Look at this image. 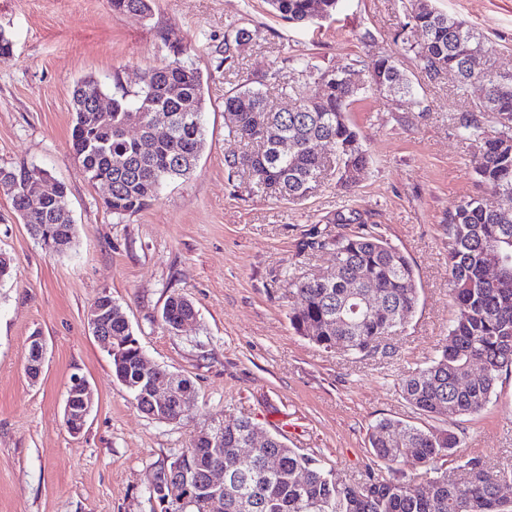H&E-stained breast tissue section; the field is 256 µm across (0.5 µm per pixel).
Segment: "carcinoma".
<instances>
[{
	"label": "carcinoma",
	"mask_w": 512,
	"mask_h": 512,
	"mask_svg": "<svg viewBox=\"0 0 512 512\" xmlns=\"http://www.w3.org/2000/svg\"><path fill=\"white\" fill-rule=\"evenodd\" d=\"M271 12L295 24L312 23L336 14L339 0H266ZM112 13L147 18L152 15L151 0H111ZM423 36L415 58L430 76L453 72L461 85L473 81L485 87L480 107L494 112L505 128L499 136H483L474 115L459 118L461 135L483 142L476 157L475 172L481 183L499 197L487 206L475 198L460 200L448 211L449 284L457 311L448 326V345L419 367L400 378L403 398L426 421L414 425L383 418L371 429L369 443L373 457L388 465L412 461L424 471L409 481L383 478L367 466L359 482L336 480L332 470L316 458L288 447L278 436L254 456L241 459L236 448L245 441L250 427L248 417L220 421L224 447L216 451L203 440H190L178 456H189L200 476L216 461L232 474L224 486V509L220 512H512L501 502L498 487L512 477V471L491 470L477 460L456 455L458 435L430 421L478 414L492 403L499 379L512 373V261L503 280L486 281L484 269L493 245L512 258V75L493 68L476 75L467 67L472 51L483 50L474 28L435 8L432 0H411L408 22ZM250 39L248 32L235 29L224 37V60L233 58ZM173 59L147 69L138 90L111 98L112 111L97 112L94 100L106 93L97 80L84 79L72 91L74 125L72 149L88 180L112 182V198L105 205L114 214L142 209L168 182L188 175L203 153L206 139L202 123L205 111L202 73L184 64L181 49L172 47ZM368 83L361 81V70L352 65L341 69H320L314 64L302 68L313 81L304 93L292 83H281L280 70L265 73L258 84L246 80L224 94V112L230 117L228 136L243 145L224 157L231 173L246 172L251 188L275 194L290 202L303 201L327 172L336 175L345 189L356 185L353 173L369 165L357 130L349 119L350 106L362 91L393 96L414 95L409 75L389 57L366 65ZM275 87L288 99L276 109L263 87ZM157 117L166 121L171 136L155 140L149 134L139 139L126 135V128H145ZM291 150L282 151V141ZM329 141L332 158L319 153L317 144ZM46 170L34 166L20 173L0 168V187L11 196L14 211L27 224L30 233L46 253L62 255L74 245L75 225L67 209V188L55 181L51 195L34 199L21 185L42 180ZM337 223L356 224L358 231L332 235L315 225L300 245L301 253L330 251L336 258V276L331 280L313 279L311 274L290 278L296 303L289 313L293 329L315 345L354 359H365L379 352L381 337L398 334L413 318L420 304V288L413 261L397 246L367 226L360 214L349 209L337 214ZM378 293L384 306L373 314L354 312L369 293ZM187 318H196L193 302L178 293L171 294L162 310V325L171 330ZM113 378L126 387L136 408L149 413L152 403L142 394L139 381L145 376L167 377L170 371L153 365L146 370L145 354L125 316L112 315ZM481 363L470 379L463 374ZM195 393L193 381L182 375L174 380V397L169 417L181 420L183 395ZM402 426L395 439L390 428ZM275 458L277 467L268 472L265 462ZM455 463L456 471L469 469L474 475L461 483L448 478L445 465ZM153 492L166 491L172 512H215L206 499L181 510L179 501L186 491L168 485L164 468L152 481Z\"/></svg>",
	"instance_id": "obj_1"
}]
</instances>
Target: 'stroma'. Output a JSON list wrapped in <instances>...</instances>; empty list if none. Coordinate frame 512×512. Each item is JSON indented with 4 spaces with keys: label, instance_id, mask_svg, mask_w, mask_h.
<instances>
[{
    "label": "stroma",
    "instance_id": "stroma-1",
    "mask_svg": "<svg viewBox=\"0 0 512 512\" xmlns=\"http://www.w3.org/2000/svg\"><path fill=\"white\" fill-rule=\"evenodd\" d=\"M433 4L471 25L491 61L512 72V0ZM409 7V0H342L334 18L296 25L265 0H153L148 20L114 15L109 0H0V28L13 42L11 57L0 61V167L38 166L63 182L77 230L68 253H46L0 190V253L13 261L11 278L0 282V512H162L150 491L154 472L222 415L251 418L346 482L372 462L376 421L421 423L398 382L448 343L455 309L448 212L486 193L473 170L478 145L462 138L456 119L477 113L488 136L502 126L496 113L480 111L479 85L464 88L454 73L432 78L417 67L412 47L420 35L404 26ZM230 25L253 39L228 62ZM173 44L203 74L205 149L191 174L147 206L113 214L105 188L89 182L71 150L72 87L92 77L109 94L135 90ZM378 55L407 70L415 95L367 93L352 105L349 118L370 154L356 187L341 190L330 174L292 204L252 192L247 177H229L224 94L231 84L275 68L291 83L306 61L337 68ZM347 207L410 255L421 284L405 332L357 362L311 343L289 320V274L333 261L326 251L302 260L301 242L315 224L354 232L333 221ZM104 293L153 363L194 382L184 420L141 413L113 379L85 320ZM174 293L197 311L180 334L161 321ZM33 335L46 347L35 381L25 373ZM75 374L87 378L95 400L77 438L63 423ZM444 425L461 438L462 459L512 469V374L502 376L485 411Z\"/></svg>",
    "mask_w": 512,
    "mask_h": 512
}]
</instances>
